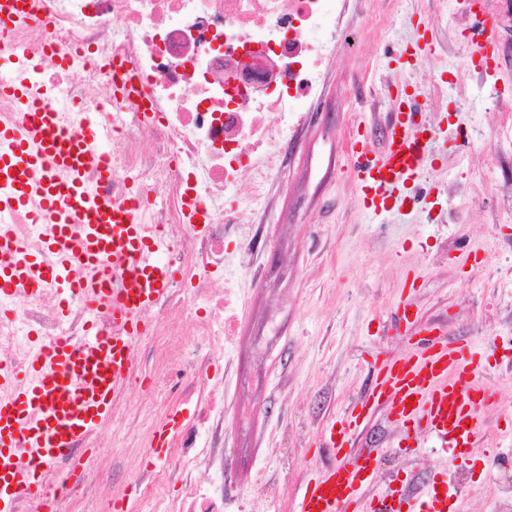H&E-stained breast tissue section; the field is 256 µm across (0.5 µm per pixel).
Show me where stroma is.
I'll return each instance as SVG.
<instances>
[{
  "label": "stroma",
  "instance_id": "obj_1",
  "mask_svg": "<svg viewBox=\"0 0 512 512\" xmlns=\"http://www.w3.org/2000/svg\"><path fill=\"white\" fill-rule=\"evenodd\" d=\"M463 0H351L338 24L353 44H337L322 98L289 144L264 228V266L241 297L236 335L216 364L224 381V481L227 512H293L308 478L331 463L323 428L369 388L375 360L402 356L420 334L395 326L410 307L442 335L482 355L484 442L458 457L431 440L416 452L403 433L374 415L360 435L383 454L375 488L400 479L423 486L431 473H465L460 512H496L499 484L512 460V55L485 77L466 60L461 33L474 17ZM429 24L435 52L409 72L400 54ZM411 84L426 118L440 130L437 161L416 180L415 208L376 217L362 207L351 174L347 135L360 130L375 147L391 120L390 90ZM177 390L152 398L132 385L94 434L98 463L132 512H161L178 498L174 480L138 482L144 467L168 459L143 445L167 414L191 418Z\"/></svg>",
  "mask_w": 512,
  "mask_h": 512
}]
</instances>
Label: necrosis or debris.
<instances>
[{
    "mask_svg": "<svg viewBox=\"0 0 512 512\" xmlns=\"http://www.w3.org/2000/svg\"><path fill=\"white\" fill-rule=\"evenodd\" d=\"M345 2L40 0L41 24L8 33L27 52L19 76L41 85L57 111L76 106L111 124L112 174L99 181L92 149L88 179L117 200L134 201L138 222L164 239L177 276L153 310L157 324L178 335L179 326L165 319L175 310L198 329L194 350L174 345L160 352L161 373L146 372L145 356L136 358V376L148 378L152 393L172 384L195 403L169 467L182 488L169 512H224L223 495L197 477L199 468L224 467V382L211 368L236 332L237 290L256 272V241L285 148L336 57L335 38L312 35L326 30ZM51 42L87 58L60 68L45 55ZM132 78L144 93L123 98ZM17 302L20 313L0 322V362L23 365L31 335L51 344L61 337L76 343L84 333L77 300L65 320L52 291ZM111 484L110 469L85 459L72 495L97 510Z\"/></svg>",
    "mask_w": 512,
    "mask_h": 512,
    "instance_id": "necrosis-or-debris-1",
    "label": "necrosis or debris"
}]
</instances>
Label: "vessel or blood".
<instances>
[{
	"instance_id": "obj_1",
	"label": "vessel or blood",
	"mask_w": 512,
	"mask_h": 512,
	"mask_svg": "<svg viewBox=\"0 0 512 512\" xmlns=\"http://www.w3.org/2000/svg\"><path fill=\"white\" fill-rule=\"evenodd\" d=\"M37 0H0V29L30 17ZM471 64L488 71L495 58L491 19L478 20L465 35ZM22 110L19 123L0 124V209L34 206L43 224V251L33 255L14 225L0 222V293L11 296L40 288L80 299L91 319L79 344L62 339L34 342L23 368L0 363V512H16L26 495L38 512H52L54 496L69 482L49 488L48 469L85 442L124 399L135 372V350L146 313L164 299L174 272L164 258L156 229L138 223L133 207L96 191L85 178L87 148L106 151L109 137L100 116L84 113V140L71 138L56 109L45 105L40 88L0 77ZM393 120L382 149L367 138L354 140V175L368 213L401 210L409 184L434 162L431 128L421 127L416 94L399 87L389 97ZM111 299L120 333L103 334L92 316ZM489 393L479 365L464 347L437 336L423 339L411 355L375 363L373 382L338 421L321 435L335 455L355 454L352 467L329 466L312 475L295 512H448L459 495L448 478L435 474L420 488L386 487L369 497L371 468L380 454L354 452L355 437L376 412L414 438L431 437L445 449L478 447L482 409ZM179 432L167 416L152 451L166 455Z\"/></svg>"
}]
</instances>
